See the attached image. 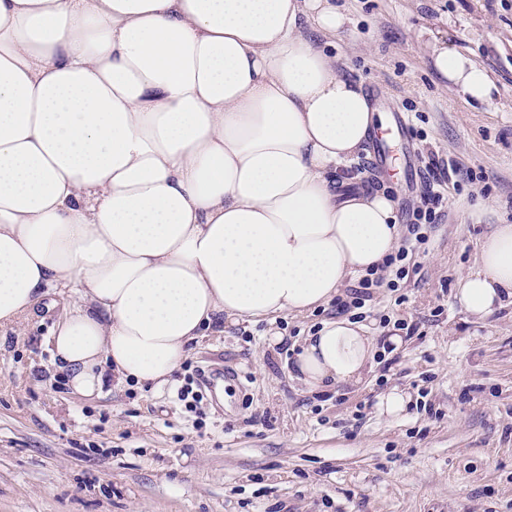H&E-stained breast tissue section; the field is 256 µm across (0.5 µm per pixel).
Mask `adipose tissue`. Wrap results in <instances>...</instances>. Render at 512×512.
<instances>
[{"mask_svg":"<svg viewBox=\"0 0 512 512\" xmlns=\"http://www.w3.org/2000/svg\"><path fill=\"white\" fill-rule=\"evenodd\" d=\"M344 24L336 0H0V328L75 289L51 333L73 392L158 389L189 344L313 311L381 266L396 200L336 181L376 125L320 43ZM433 59L492 101L482 65L439 44ZM457 294L480 319L512 304V224ZM375 353L338 317L290 371L356 383Z\"/></svg>","mask_w":512,"mask_h":512,"instance_id":"adipose-tissue-1","label":"adipose tissue"}]
</instances>
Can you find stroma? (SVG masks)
Wrapping results in <instances>:
<instances>
[{
  "label": "stroma",
  "instance_id": "obj_1",
  "mask_svg": "<svg viewBox=\"0 0 512 512\" xmlns=\"http://www.w3.org/2000/svg\"><path fill=\"white\" fill-rule=\"evenodd\" d=\"M339 3V72L409 129L387 180L362 153L337 177L393 195L404 227L430 162L473 173L404 260L397 289H375L362 310L369 335L403 325L407 339L360 384L311 391L268 338L301 342L335 316L329 305L192 345L187 364L220 375L200 412L172 384L110 383L82 398L61 384L50 345L74 294L50 289L19 328L0 329V512H512V306L477 321L457 298L483 239L512 224V0ZM435 38L486 67L492 104L441 81ZM393 388L412 401L397 418L376 408Z\"/></svg>",
  "mask_w": 512,
  "mask_h": 512
}]
</instances>
